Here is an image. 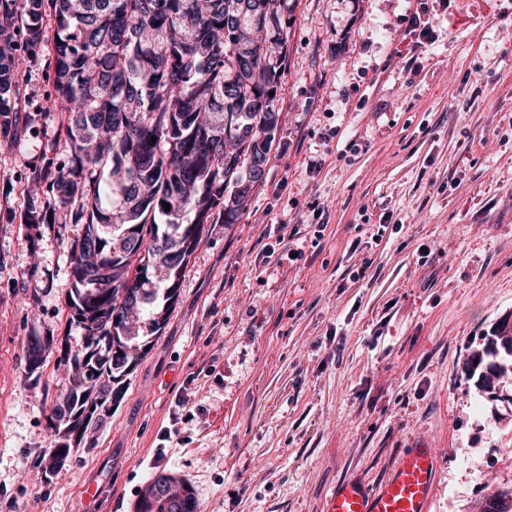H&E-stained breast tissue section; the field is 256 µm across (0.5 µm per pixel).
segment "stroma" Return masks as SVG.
Returning a JSON list of instances; mask_svg holds the SVG:
<instances>
[{"instance_id":"1","label":"stroma","mask_w":512,"mask_h":512,"mask_svg":"<svg viewBox=\"0 0 512 512\" xmlns=\"http://www.w3.org/2000/svg\"><path fill=\"white\" fill-rule=\"evenodd\" d=\"M285 2L264 175L239 223L205 225L123 395L56 469L72 368L50 350L30 372L27 350L66 331L81 228L21 221L68 122L45 59L28 66L35 123L0 136V512H135L161 472L197 512H322L420 439L442 455L432 512L512 488V380L493 397L465 373L512 315V0H428L434 39L412 52L404 0ZM274 224L300 259L268 257Z\"/></svg>"}]
</instances>
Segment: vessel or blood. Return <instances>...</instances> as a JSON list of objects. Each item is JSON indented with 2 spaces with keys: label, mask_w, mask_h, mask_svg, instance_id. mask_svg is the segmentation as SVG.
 Segmentation results:
<instances>
[{
  "label": "vessel or blood",
  "mask_w": 512,
  "mask_h": 512,
  "mask_svg": "<svg viewBox=\"0 0 512 512\" xmlns=\"http://www.w3.org/2000/svg\"><path fill=\"white\" fill-rule=\"evenodd\" d=\"M439 471L437 449L426 441L415 442L378 482L356 476L339 481L326 496L322 512H431Z\"/></svg>",
  "instance_id": "b4317fda"
}]
</instances>
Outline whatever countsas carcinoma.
I'll list each match as a JSON object with an SVG mask.
<instances>
[{"label":"carcinoma","instance_id":"cac0c4a2","mask_svg":"<svg viewBox=\"0 0 512 512\" xmlns=\"http://www.w3.org/2000/svg\"><path fill=\"white\" fill-rule=\"evenodd\" d=\"M0 0V134L19 111L20 74L51 46L52 91L70 122L60 161L31 180L44 186L43 205L28 224H79L70 253L69 324L61 345L71 363L65 397L69 420L54 425L52 466L79 446L98 409L101 382L112 399L137 359L139 335H157L178 296L181 278L206 224H236L263 173L278 126L280 74L289 38L278 0ZM250 134L224 138L225 125ZM156 140H151V137ZM170 209H164V204ZM139 228V239L124 236ZM183 235L186 251L154 283L152 240ZM150 272L145 302L135 305L127 338L112 337V312L125 283ZM54 338L33 336L31 370ZM479 390L512 376V335L496 326L466 363ZM481 512H512V490L496 492Z\"/></svg>","mask_w":512,"mask_h":512}]
</instances>
